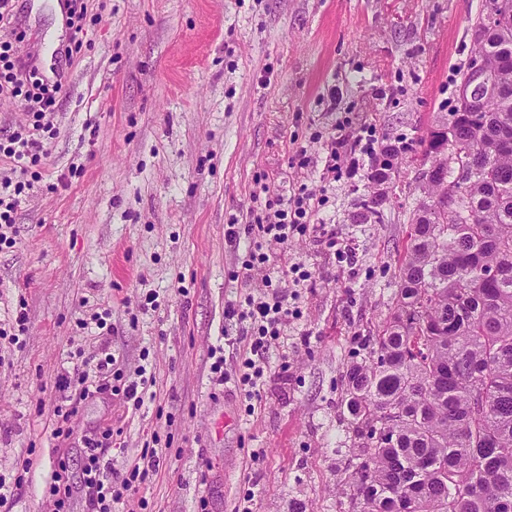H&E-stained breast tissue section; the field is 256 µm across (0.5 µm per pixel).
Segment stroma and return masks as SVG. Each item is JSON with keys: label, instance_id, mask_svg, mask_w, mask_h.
<instances>
[{"label": "stroma", "instance_id": "1", "mask_svg": "<svg viewBox=\"0 0 512 512\" xmlns=\"http://www.w3.org/2000/svg\"><path fill=\"white\" fill-rule=\"evenodd\" d=\"M81 50L65 66L49 156L0 247V478L30 481L0 512H54L44 485L59 455L57 408L112 426L109 470L143 449L163 468L112 512H337L351 440L342 375L366 325L395 306L390 286L421 198L417 151L391 173L380 224L353 216L366 193L322 175L335 138L377 150L427 135L456 104L484 0H87ZM336 111H329V102ZM326 195L322 216L354 265L318 243L265 245L295 318L267 353L259 395L239 381L244 326L228 305L260 296L244 278L251 237L230 248L263 185ZM310 280L295 283L292 266ZM99 323H92V316ZM222 347L228 379H212ZM112 354L113 386L154 378L134 409L80 401L65 377Z\"/></svg>", "mask_w": 512, "mask_h": 512}]
</instances>
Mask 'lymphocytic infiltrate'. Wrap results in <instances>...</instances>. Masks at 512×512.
Segmentation results:
<instances>
[{"label":"lymphocytic infiltrate","mask_w":512,"mask_h":512,"mask_svg":"<svg viewBox=\"0 0 512 512\" xmlns=\"http://www.w3.org/2000/svg\"><path fill=\"white\" fill-rule=\"evenodd\" d=\"M61 91V84L42 79L37 68L25 66L23 58L15 56L10 43L0 44V99L18 100L33 118L31 128L21 127L0 137V159L19 171L18 177L0 178V245L16 243L13 214L22 193L30 186L27 173L48 156L40 135L49 129L46 118L54 114ZM325 204V197L311 192L302 191L290 198L274 192L262 210L251 211L249 227L256 230L262 242L284 246L307 230L312 217ZM226 314L246 325L240 338L246 350L241 360L240 381L249 387L251 394H258L267 373L262 364L264 356L271 340L280 336L282 326L288 322L285 298L274 290L260 299L247 298L245 308L228 307ZM72 416V411H65L60 425L52 432L60 445L61 460L51 475L46 493L54 498L59 512H68L72 499L77 496L84 500L87 512H112L113 502L121 500L124 493L137 491L157 475L160 459L156 452L147 451L142 455V466L124 474L104 475L101 465L112 447L111 426L106 424L80 434L71 424ZM74 439L82 443L86 454L78 478L70 475L65 462L70 453L68 445Z\"/></svg>","instance_id":"f902f5d3"}]
</instances>
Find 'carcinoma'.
<instances>
[{"instance_id":"cac0c4a2","label":"carcinoma","mask_w":512,"mask_h":512,"mask_svg":"<svg viewBox=\"0 0 512 512\" xmlns=\"http://www.w3.org/2000/svg\"><path fill=\"white\" fill-rule=\"evenodd\" d=\"M482 50L499 94L483 122L455 126L464 165H443L433 126L422 165L441 176L406 229L390 317L356 337L343 375L354 437L346 512H512V0ZM386 197L361 195L357 224H381ZM500 277L484 281L483 268Z\"/></svg>"}]
</instances>
